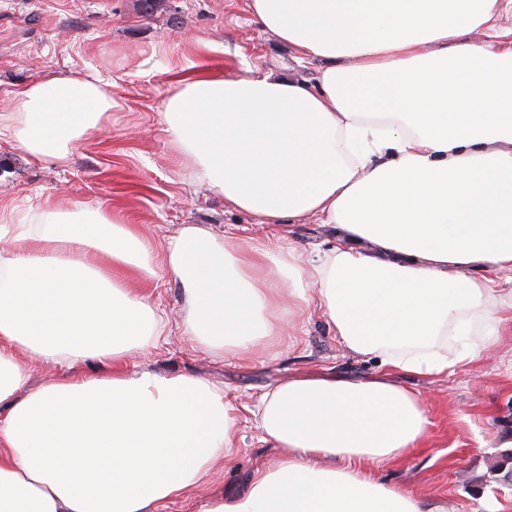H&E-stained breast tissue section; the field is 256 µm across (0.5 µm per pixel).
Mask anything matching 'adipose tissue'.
Wrapping results in <instances>:
<instances>
[{
    "label": "adipose tissue",
    "instance_id": "obj_1",
    "mask_svg": "<svg viewBox=\"0 0 512 512\" xmlns=\"http://www.w3.org/2000/svg\"><path fill=\"white\" fill-rule=\"evenodd\" d=\"M503 2L250 0L297 63H319L314 83L274 68L177 76L164 122L200 181L264 223L332 227L335 246L306 266L278 245L229 251L230 228L187 224L158 252L102 204L0 206V238L16 242L0 252V512H164L209 484L237 431L223 387L125 368L165 333L136 287L161 272L203 349L252 351L314 304L386 369L260 395L255 426L283 454L203 512H420L374 475L428 435L419 397L391 374H446L449 337L495 317L493 288L467 270L512 271V48L468 39ZM111 87L26 84L0 110V141L66 160L111 111ZM34 358L61 374L31 386ZM86 361L98 375L74 373Z\"/></svg>",
    "mask_w": 512,
    "mask_h": 512
}]
</instances>
